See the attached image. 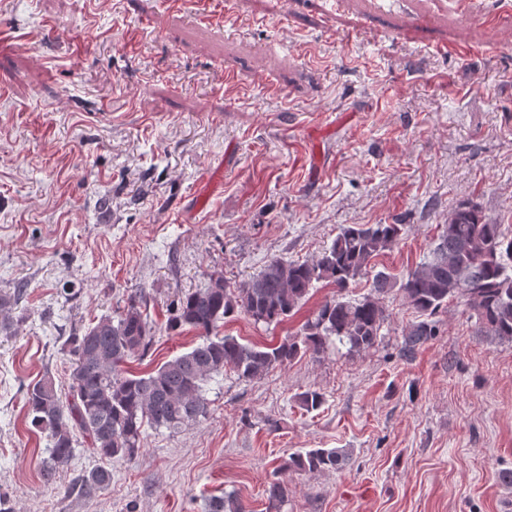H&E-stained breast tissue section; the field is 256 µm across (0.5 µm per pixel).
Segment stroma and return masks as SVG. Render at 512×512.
Segmentation results:
<instances>
[{"label": "stroma", "instance_id": "35a3bbf8", "mask_svg": "<svg viewBox=\"0 0 512 512\" xmlns=\"http://www.w3.org/2000/svg\"><path fill=\"white\" fill-rule=\"evenodd\" d=\"M0 33V298L15 322L0 334V495L15 512H203L228 493L268 512L275 478L280 512H512V343L476 335L460 299L411 357L419 315L394 292L370 351L225 372L205 419L146 430L93 500L70 489L103 464L82 439L44 484L49 441L24 399L43 375L67 381V337L131 294L155 328L126 365L143 374L198 342L169 329V308L210 273L239 283L274 257L317 259L342 226L401 224L375 261L401 277L464 198L512 235V0H0ZM335 293L317 283L288 320L237 314L218 333L277 343ZM308 390L320 410L301 406ZM304 448L346 459L288 469ZM345 459L338 448H311L291 454L289 466L310 475L335 470Z\"/></svg>", "mask_w": 512, "mask_h": 512}]
</instances>
